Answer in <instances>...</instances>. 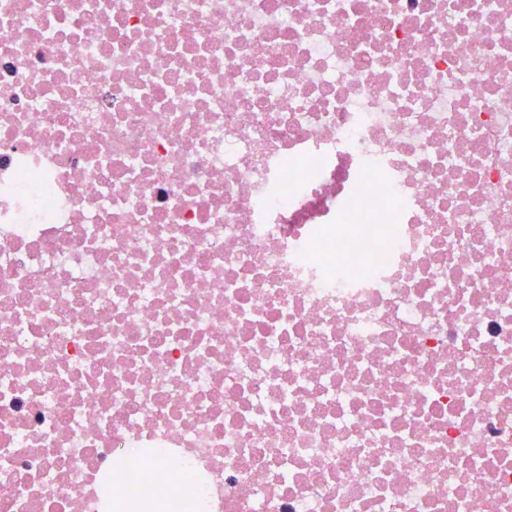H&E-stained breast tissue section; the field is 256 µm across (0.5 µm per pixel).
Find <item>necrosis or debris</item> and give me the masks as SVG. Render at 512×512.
Listing matches in <instances>:
<instances>
[{"label":"necrosis or debris","instance_id":"necrosis-or-debris-1","mask_svg":"<svg viewBox=\"0 0 512 512\" xmlns=\"http://www.w3.org/2000/svg\"><path fill=\"white\" fill-rule=\"evenodd\" d=\"M0 512H512V0H0Z\"/></svg>","mask_w":512,"mask_h":512}]
</instances>
